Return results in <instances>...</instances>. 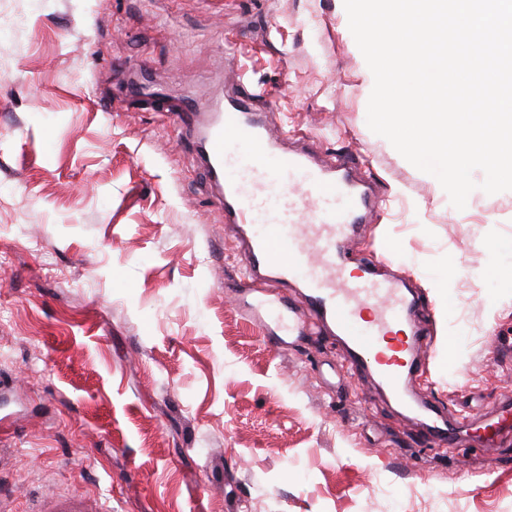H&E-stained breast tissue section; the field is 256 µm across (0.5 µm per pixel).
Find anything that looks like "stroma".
I'll return each mask as SVG.
<instances>
[{
  "label": "stroma",
  "mask_w": 512,
  "mask_h": 512,
  "mask_svg": "<svg viewBox=\"0 0 512 512\" xmlns=\"http://www.w3.org/2000/svg\"><path fill=\"white\" fill-rule=\"evenodd\" d=\"M240 80L291 145L374 184L350 247L392 250L382 275L421 298L412 392L457 425L512 396V288L478 275L512 238V191L457 210L369 129L343 0H0V504L512 512V439L434 446L329 330L276 347L248 319L196 138L155 103ZM95 500L87 499L79 491H74L70 496L60 498L52 497L44 499L41 509L37 512H100Z\"/></svg>",
  "instance_id": "1"
}]
</instances>
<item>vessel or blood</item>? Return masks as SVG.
I'll return each instance as SVG.
<instances>
[{
    "label": "vessel or blood",
    "mask_w": 512,
    "mask_h": 512,
    "mask_svg": "<svg viewBox=\"0 0 512 512\" xmlns=\"http://www.w3.org/2000/svg\"><path fill=\"white\" fill-rule=\"evenodd\" d=\"M177 131L197 136L203 175L224 212V222L244 237L243 261L258 288L298 283L302 311L267 296L258 317L276 333H303L309 320L334 329L351 358L405 408L408 383L421 369L424 338L415 314L419 303L400 279L378 277L379 258L353 267L347 243L364 223L370 188L349 165L316 161L273 136L253 96L238 92L222 101L190 97L169 109ZM437 446L454 442L434 407H427ZM486 446L504 435L502 422L475 415ZM40 512H100L80 492L42 501Z\"/></svg>",
    "instance_id": "1"
}]
</instances>
